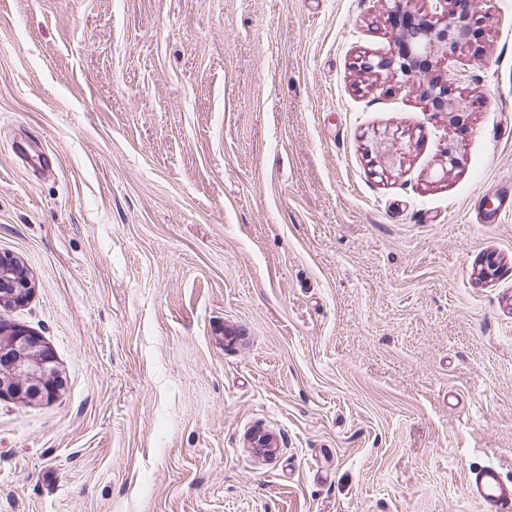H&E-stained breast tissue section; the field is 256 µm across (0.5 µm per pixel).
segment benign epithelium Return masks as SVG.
I'll return each mask as SVG.
<instances>
[{
  "label": "benign epithelium",
  "instance_id": "benign-epithelium-1",
  "mask_svg": "<svg viewBox=\"0 0 512 512\" xmlns=\"http://www.w3.org/2000/svg\"><path fill=\"white\" fill-rule=\"evenodd\" d=\"M388 17L401 29L391 55L376 59L365 56L360 70L379 75L411 76L428 73L437 65V55L470 44L469 24L473 0H437L450 5L446 14L422 15L411 8V0H392ZM422 97L436 112L448 118V128L462 124L466 103L448 96V80L437 75L421 88ZM32 282L24 263L16 256L0 253V399L20 402L49 401L61 387V376L53 349L28 328L13 322L6 312L25 304Z\"/></svg>",
  "mask_w": 512,
  "mask_h": 512
}]
</instances>
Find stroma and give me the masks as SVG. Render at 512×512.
<instances>
[{"mask_svg": "<svg viewBox=\"0 0 512 512\" xmlns=\"http://www.w3.org/2000/svg\"><path fill=\"white\" fill-rule=\"evenodd\" d=\"M389 8L0 0L10 317L63 381L0 400V512H481L470 470L512 481V0L439 62L453 130L426 74L359 70ZM422 97L435 112H441L448 118L449 129H456L462 124L468 112L462 99L448 96V79L436 75L421 88Z\"/></svg>", "mask_w": 512, "mask_h": 512, "instance_id": "stroma-1", "label": "stroma"}]
</instances>
